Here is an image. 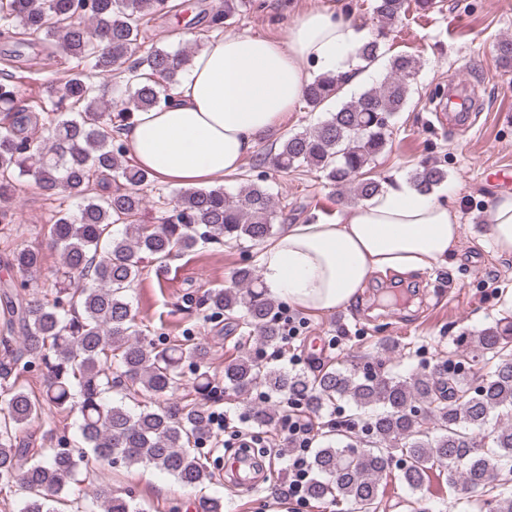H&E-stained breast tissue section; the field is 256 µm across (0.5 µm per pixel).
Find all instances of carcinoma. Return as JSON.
<instances>
[{
    "instance_id": "carcinoma-1",
    "label": "carcinoma",
    "mask_w": 512,
    "mask_h": 512,
    "mask_svg": "<svg viewBox=\"0 0 512 512\" xmlns=\"http://www.w3.org/2000/svg\"><path fill=\"white\" fill-rule=\"evenodd\" d=\"M247 4L224 0V7L206 14L210 27H224ZM172 11L171 0H0L1 38L57 44L71 60L67 76L46 80L44 96L33 102L13 76L0 75V224L16 222L14 201L25 178L49 198L78 200L77 211L59 210L47 225L61 256L52 299L26 297L25 281L14 276L0 279V489L25 492L21 512H58L54 504L80 496L78 476L90 453L108 466L151 465L184 486L200 487L212 479L199 449L213 436V406L227 391L247 396L260 388L270 402L247 409L256 426L275 423L286 400L316 416L339 401L355 408L358 419L335 426L345 440L325 434L311 456L312 500L377 512L383 476L396 469L413 512H423L421 493L436 469L465 512H512V424L490 425L492 413L512 411V321L475 339L456 337L453 355L410 377L384 371L388 357L361 368L330 364L309 376L269 367L246 352L224 364L222 384L206 370L207 346L192 334L156 342L138 326L129 291L142 274L143 256L164 262L201 241L262 242L280 214L258 177L235 194L222 186L181 189L147 215L144 188L154 178L126 161L120 130L132 113L161 105L178 83V68L194 56L192 50L144 45L151 20ZM373 13L377 35L359 50L368 66L383 57L387 32L406 16L405 0H375ZM418 72L413 57H392L381 86L285 137L274 168L314 169L352 189L354 200L376 196L381 182L362 178L363 171L387 148L392 120L407 106ZM114 74L125 84L117 103ZM346 83L344 74L316 76L303 94L306 108L313 112L339 99ZM37 108L45 114L41 141L28 135ZM447 178L431 164L409 176L422 192ZM115 224L124 225L119 235ZM41 265L36 247L15 250L7 260L22 275ZM203 304L210 320L241 312L262 344L281 342L280 304L252 266L238 268L231 285L211 290ZM474 343L487 367L481 374L464 356ZM188 360L196 398L174 401L170 395ZM35 365L46 374L40 396L20 382ZM114 390L140 399L139 411L113 401ZM54 410L78 414L80 442L50 426L41 437L50 452L37 456L28 427ZM95 501L100 512H143L130 492L119 496L101 488Z\"/></svg>"
}]
</instances>
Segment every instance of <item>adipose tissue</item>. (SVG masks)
Returning <instances> with one entry per match:
<instances>
[{
  "mask_svg": "<svg viewBox=\"0 0 512 512\" xmlns=\"http://www.w3.org/2000/svg\"><path fill=\"white\" fill-rule=\"evenodd\" d=\"M349 13L317 7L284 37L214 34L166 103L134 113L121 133L137 165L156 179L216 186L236 174L261 139L302 103L314 75L368 79L356 53L367 40ZM456 211L437 193L402 184L337 220L285 225L257 256L264 288L309 312L347 307L378 273L408 274L447 263Z\"/></svg>",
  "mask_w": 512,
  "mask_h": 512,
  "instance_id": "1",
  "label": "adipose tissue"
}]
</instances>
